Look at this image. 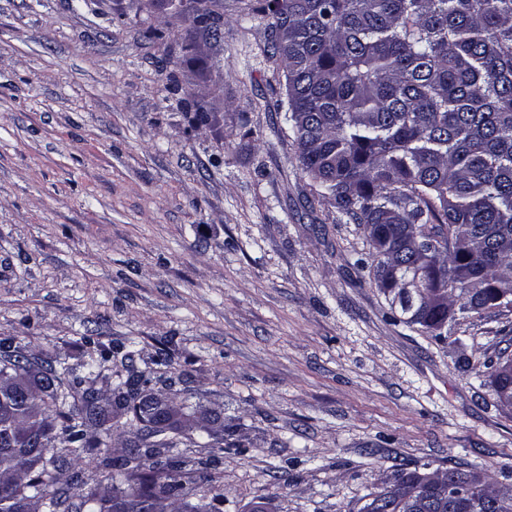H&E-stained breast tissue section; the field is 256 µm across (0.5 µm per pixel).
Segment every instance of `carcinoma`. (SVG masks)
I'll return each instance as SVG.
<instances>
[{
  "label": "carcinoma",
  "instance_id": "obj_1",
  "mask_svg": "<svg viewBox=\"0 0 512 512\" xmlns=\"http://www.w3.org/2000/svg\"><path fill=\"white\" fill-rule=\"evenodd\" d=\"M239 17L265 21L268 61L285 80V120L299 168L319 197L362 226L372 263L358 259L400 312L399 321L447 339V308L410 319L419 296L448 289L462 314L498 308L512 291V0H239ZM216 41L224 16L195 18ZM512 341L483 366L499 394L498 363ZM34 369L42 385L27 397L0 387V512L17 500L46 512H180L179 477L197 474L214 497L217 455L193 461L174 452L180 439L141 434L111 457L108 442L86 427L112 421L96 393L67 402L47 361L0 339V370ZM129 365L112 405L133 427L154 418L157 390ZM68 453L51 452L56 430ZM70 453L111 468L124 484L120 501L83 483ZM71 471L49 489L47 467Z\"/></svg>",
  "mask_w": 512,
  "mask_h": 512
}]
</instances>
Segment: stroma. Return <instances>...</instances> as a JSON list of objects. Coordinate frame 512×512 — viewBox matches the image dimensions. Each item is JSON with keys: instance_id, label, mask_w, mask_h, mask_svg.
Instances as JSON below:
<instances>
[{"instance_id": "1", "label": "stroma", "mask_w": 512, "mask_h": 512, "mask_svg": "<svg viewBox=\"0 0 512 512\" xmlns=\"http://www.w3.org/2000/svg\"><path fill=\"white\" fill-rule=\"evenodd\" d=\"M237 7L224 105L200 124L178 102L212 79L183 63L180 18L0 0V338L67 385L120 344L149 379L186 375L176 399L220 411L238 444L214 470L221 512H357L397 458L511 485L512 410L483 361L512 308L457 315L444 341L395 321L354 266L361 226L302 175L264 24ZM124 374L110 361L87 380L105 393Z\"/></svg>"}]
</instances>
